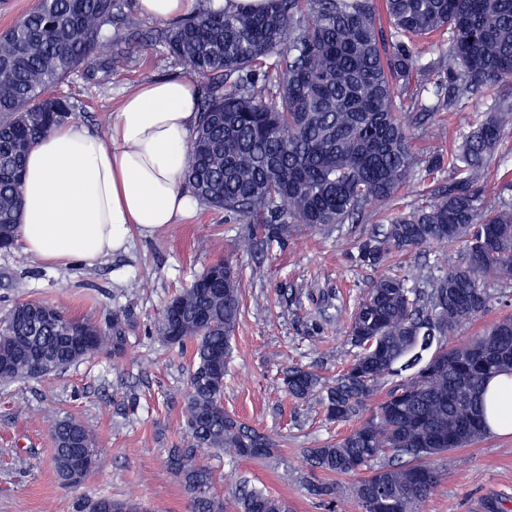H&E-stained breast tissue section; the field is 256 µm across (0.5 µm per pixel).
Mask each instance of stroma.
<instances>
[{
	"label": "stroma",
	"instance_id": "35a3bbf8",
	"mask_svg": "<svg viewBox=\"0 0 512 512\" xmlns=\"http://www.w3.org/2000/svg\"><path fill=\"white\" fill-rule=\"evenodd\" d=\"M159 44L140 50L128 67L103 81L75 76L61 90L73 119L105 132L122 98L142 82L183 75ZM492 95L461 101L440 112L413 141L429 137L451 145L482 120ZM447 170L418 168L409 188L360 223L298 226L287 244L255 252L239 249L247 224L199 205L171 229L133 237L127 252L94 266L47 264L21 245L0 250V316L21 299L39 300L79 317L104 320L132 313L136 328L120 357L97 354L37 381L0 385V512H87L101 497L140 503L145 512H191V501L166 466L168 448L183 442L184 393L192 368L189 351L153 335L164 304L212 260L233 259L243 292V311L224 377V408L256 429L274 434V457L240 460L221 451L201 455L214 472L215 496L234 512L240 481L283 500L288 512H328L311 492L324 482L312 471L308 449L331 443L348 428L325 420L319 404L295 402L282 387L290 364L313 367L331 379L351 357L346 326L375 273L356 259L357 246L384 223L431 198ZM461 244L396 257L392 270L423 277L456 260ZM71 415L94 434L97 461L75 488L60 484L49 417ZM440 479L420 512H512V434L440 456Z\"/></svg>",
	"mask_w": 512,
	"mask_h": 512
}]
</instances>
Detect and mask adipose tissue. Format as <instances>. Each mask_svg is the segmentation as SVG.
Masks as SVG:
<instances>
[{"instance_id":"obj_1","label":"adipose tissue","mask_w":512,"mask_h":512,"mask_svg":"<svg viewBox=\"0 0 512 512\" xmlns=\"http://www.w3.org/2000/svg\"><path fill=\"white\" fill-rule=\"evenodd\" d=\"M264 0H136L142 17L174 23L201 10L257 9ZM200 87L185 78L144 82L106 133L68 121L35 143L21 187L18 238L38 259L94 264L188 217L198 201L184 164Z\"/></svg>"}]
</instances>
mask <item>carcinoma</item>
I'll list each match as a JSON object with an SVG mask.
<instances>
[{
	"label": "carcinoma",
	"mask_w": 512,
	"mask_h": 512,
	"mask_svg": "<svg viewBox=\"0 0 512 512\" xmlns=\"http://www.w3.org/2000/svg\"><path fill=\"white\" fill-rule=\"evenodd\" d=\"M128 0H39L0 34V243L16 239L29 149L66 122L73 105L60 86L80 74L107 77L143 48ZM448 35V85L420 110L495 92L490 112L448 153L414 152L397 92L421 75L419 61ZM179 65L207 81L186 182L198 200L252 225L254 240L281 242L298 224H346L385 204L421 163L448 166V184L428 204L397 212L358 245L360 264L379 269L395 254L461 241L448 269L428 276L380 274L355 307L348 342L356 349L336 380L312 368L284 371L288 394L315 400L325 419L350 423L334 443L308 449L312 469L363 473L352 485L361 512H419L439 474L431 460L486 436L487 383L512 374V317L466 344L444 339L481 317L490 289L512 288V197L487 202L489 163L512 136V0H266L257 12L201 11L159 30ZM112 57L95 61L102 47ZM47 304L15 303L0 320V383L36 380L95 352L121 356L132 314L101 324ZM242 310L232 263L218 260L165 304L154 332L162 343L192 346L184 443L166 463L193 512H224L212 494L205 449L238 459L270 457L278 443L224 410V374ZM394 384L377 398L382 383ZM56 475L77 486L95 463L93 434L73 417L50 419ZM335 510L340 486L312 487ZM238 512H288L285 502L241 487ZM120 512L137 503L100 497Z\"/></svg>",
	"instance_id": "obj_1"
}]
</instances>
